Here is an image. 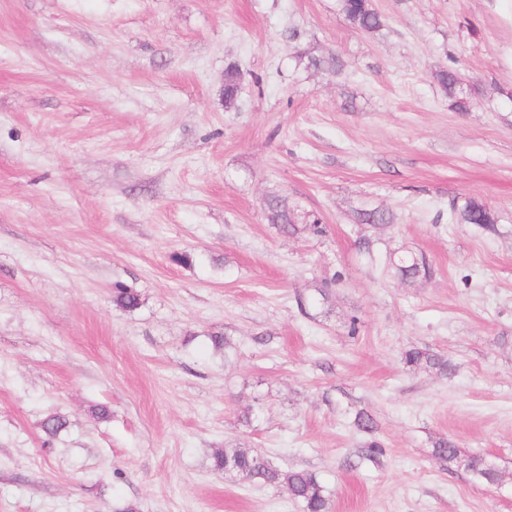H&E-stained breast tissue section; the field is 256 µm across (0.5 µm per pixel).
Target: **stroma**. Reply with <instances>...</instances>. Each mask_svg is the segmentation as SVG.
I'll list each match as a JSON object with an SVG mask.
<instances>
[{
    "mask_svg": "<svg viewBox=\"0 0 512 512\" xmlns=\"http://www.w3.org/2000/svg\"><path fill=\"white\" fill-rule=\"evenodd\" d=\"M373 2L376 34L337 0H0V512H302L224 448L332 512H512V0ZM274 193L323 234L276 230ZM470 199L496 224L451 222ZM241 70L235 64L224 69V108L231 111L238 108L240 97ZM389 268L396 276L402 279L426 277L430 274V269L425 259L412 252H406L396 258L395 256H390ZM141 295L135 288L115 284L112 288V305L126 312H133L141 306ZM214 467L243 484L284 487L301 504L303 512H332V502L315 474L306 470H283L266 456L243 448H224L213 455ZM464 469L474 478L481 480L487 484L495 482L498 479L497 471L485 461L477 456H468L464 459Z\"/></svg>",
    "mask_w": 512,
    "mask_h": 512,
    "instance_id": "35a3bbf8",
    "label": "stroma"
}]
</instances>
